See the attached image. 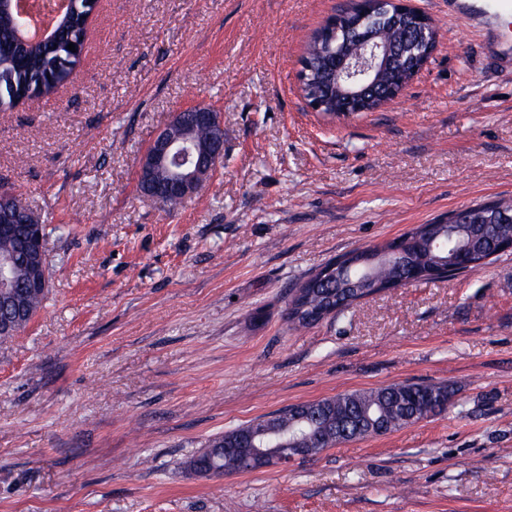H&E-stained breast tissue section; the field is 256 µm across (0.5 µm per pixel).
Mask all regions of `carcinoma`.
Wrapping results in <instances>:
<instances>
[{"label":"carcinoma","instance_id":"obj_1","mask_svg":"<svg viewBox=\"0 0 512 512\" xmlns=\"http://www.w3.org/2000/svg\"><path fill=\"white\" fill-rule=\"evenodd\" d=\"M96 0H76L73 8L65 12L47 39L16 46L18 27L22 20L0 3V76L8 80L0 85V112L38 96H49L70 80V75L82 57L85 35ZM391 4L377 0L373 12L364 26L381 20L389 26L392 36L401 39L408 34L410 20L390 11ZM359 16L351 14L341 18L338 34L324 27L309 42L304 60L308 62V82L303 91L309 98L316 94L327 99L326 112L345 107L346 88L331 91L329 61L333 54L348 48L350 32L346 30ZM75 44V51L68 44ZM413 59L402 61L382 72L380 86H396L411 75ZM471 225L455 224L449 228L445 246L432 250L429 243L415 254L419 266L444 264L454 256L460 243L470 235ZM30 230L26 224H17L7 238L0 237V255L14 257V289L23 294L27 319H32L43 308L47 293L29 288L23 279V258L29 251ZM400 276L396 268L382 266L367 273L345 255L338 267V276L319 281L307 290L309 303L318 309L331 305H352L353 301L371 294L356 284L392 282ZM450 395L448 386L431 383H399L379 389L338 394L308 403L285 408L273 415L259 417L249 424L209 439L186 462L187 469L198 476L207 477L211 469L232 472H250L259 469L246 461L251 443L266 448L277 446L294 435H302L305 447L317 452L337 446L348 440L363 439L397 431L405 426L438 415L444 410Z\"/></svg>","mask_w":512,"mask_h":512}]
</instances>
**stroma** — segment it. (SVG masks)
Returning <instances> with one entry per match:
<instances>
[{"label": "stroma", "instance_id": "stroma-1", "mask_svg": "<svg viewBox=\"0 0 512 512\" xmlns=\"http://www.w3.org/2000/svg\"><path fill=\"white\" fill-rule=\"evenodd\" d=\"M405 93L329 116L300 58L342 0H98L71 83L0 112V192L37 212L50 288L0 344V512H512V251L306 328L293 289L336 257L512 199V73L446 0ZM224 159L170 212L139 162L173 115ZM446 413L220 478L185 463L285 407L403 382Z\"/></svg>", "mask_w": 512, "mask_h": 512}]
</instances>
